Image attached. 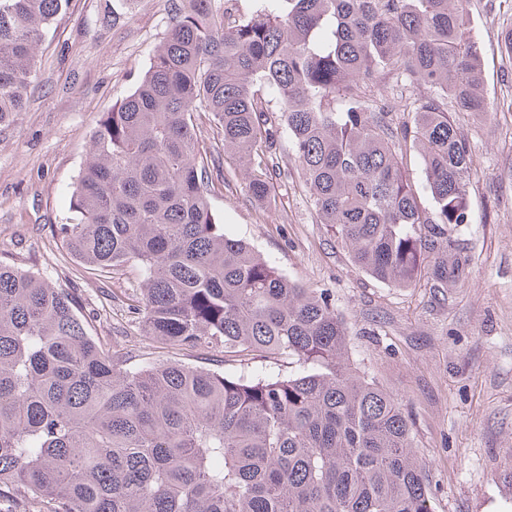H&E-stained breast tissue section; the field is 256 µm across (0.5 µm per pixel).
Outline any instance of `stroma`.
<instances>
[{"mask_svg":"<svg viewBox=\"0 0 512 512\" xmlns=\"http://www.w3.org/2000/svg\"><path fill=\"white\" fill-rule=\"evenodd\" d=\"M467 19L482 51V94L495 109L450 112L473 155L469 221L459 238L465 282L443 294L395 288L352 265L344 243L319 223L289 143L287 177L268 203L244 190L247 168L224 152L219 129L198 113L199 147L220 161L212 205L226 233L242 238L279 271L326 292L348 328V356L401 404L433 512H512V0H469ZM170 26L169 0H69L38 48L26 106L0 127V263L39 274L79 296L93 335L127 347L134 359L178 360L229 374H287L294 365L256 357L242 365L216 353L155 347L114 292L137 288V268L103 276L83 270L52 230L71 224L70 195L105 112L125 99ZM394 75L367 95L411 118L428 95Z\"/></svg>","mask_w":512,"mask_h":512,"instance_id":"35a3bbf8","label":"stroma"}]
</instances>
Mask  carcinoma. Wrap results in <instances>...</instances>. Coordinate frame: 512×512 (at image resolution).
<instances>
[{
    "instance_id": "carcinoma-1",
    "label": "carcinoma",
    "mask_w": 512,
    "mask_h": 512,
    "mask_svg": "<svg viewBox=\"0 0 512 512\" xmlns=\"http://www.w3.org/2000/svg\"><path fill=\"white\" fill-rule=\"evenodd\" d=\"M171 26L133 92L100 120L62 246L100 273L130 263L139 329L228 361L290 359L288 375L179 361L129 367L75 298L0 264V503L50 512H433L398 402L351 368L323 292L290 280L213 211L201 106L250 163L263 201L279 167L277 100L319 222L378 282L464 280L467 139L448 118L487 112L467 0H171ZM68 0H0V126L28 98L36 50ZM401 75L434 94L397 124L365 99ZM418 152L431 205L404 167Z\"/></svg>"
}]
</instances>
